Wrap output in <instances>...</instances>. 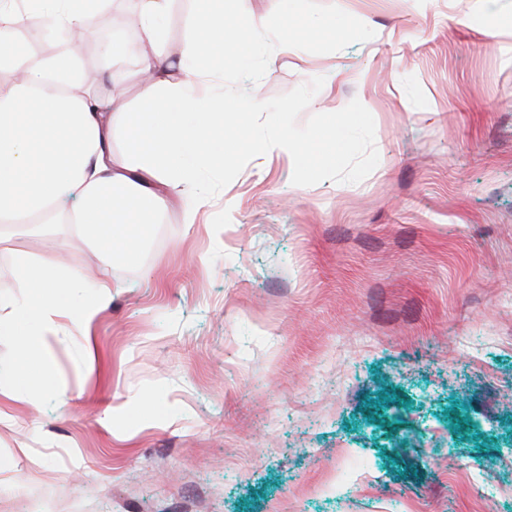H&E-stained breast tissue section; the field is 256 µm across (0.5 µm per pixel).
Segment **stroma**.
<instances>
[{"label":"stroma","instance_id":"obj_1","mask_svg":"<svg viewBox=\"0 0 512 512\" xmlns=\"http://www.w3.org/2000/svg\"><path fill=\"white\" fill-rule=\"evenodd\" d=\"M374 37L280 47L251 92L316 76L309 113L375 121L363 181L293 185L250 152L169 192L139 256L64 224L0 228V266L55 249L117 284L80 333L43 341L14 389L0 335V512H512V0H336ZM88 30L85 83L143 108L137 0ZM196 0L159 28L183 76ZM211 206L195 226L183 204ZM35 362H39L42 366L39 373H34L32 370V365ZM19 366L20 370L17 375L20 373L21 378L27 383V385H38L48 376V368L43 359L38 355L36 349L25 352L22 355V359L19 361Z\"/></svg>","mask_w":512,"mask_h":512}]
</instances>
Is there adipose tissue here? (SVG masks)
<instances>
[{"mask_svg":"<svg viewBox=\"0 0 512 512\" xmlns=\"http://www.w3.org/2000/svg\"><path fill=\"white\" fill-rule=\"evenodd\" d=\"M0 0V19H22L67 28L79 34L87 13L104 0ZM139 24L144 38L135 49L147 81L145 107L128 112L86 89L72 54L32 61L14 48H0V223L73 225L90 245L133 258L147 224L169 201L171 187L194 183L199 173L222 170L248 151L295 150L285 132L266 139L249 137L245 119L261 111L259 102L240 104V122L225 123L223 102L209 84L214 60L227 42L257 53L246 22L228 26L230 10L243 0H200L201 21L186 37L185 76L169 82V52L156 21L169 0H141ZM30 71L27 82L11 73ZM125 131L127 152L112 155V139ZM27 289L29 301L17 307L0 300V331L18 333V325L53 332L59 320L86 329L112 301V283L96 285L79 309L69 304L77 281L65 271L56 252L32 258L18 254L0 277ZM20 341L27 334L18 333Z\"/></svg>","mask_w":512,"mask_h":512,"instance_id":"1","label":"adipose tissue"}]
</instances>
